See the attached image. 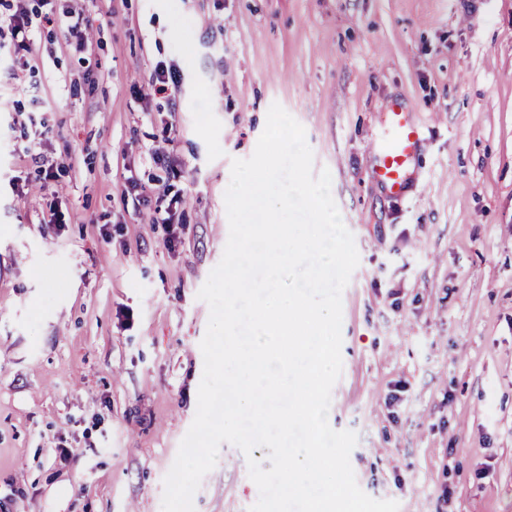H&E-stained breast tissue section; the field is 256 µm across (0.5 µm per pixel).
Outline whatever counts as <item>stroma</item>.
Returning a JSON list of instances; mask_svg holds the SVG:
<instances>
[{"mask_svg": "<svg viewBox=\"0 0 512 512\" xmlns=\"http://www.w3.org/2000/svg\"><path fill=\"white\" fill-rule=\"evenodd\" d=\"M19 8L36 38L0 55V512H162L231 162L275 103L359 254L328 411L358 437L359 487L399 512H512V0H0V17ZM401 102L427 142L395 199L369 147ZM247 460L222 444L195 512H249Z\"/></svg>", "mask_w": 512, "mask_h": 512, "instance_id": "stroma-1", "label": "stroma"}]
</instances>
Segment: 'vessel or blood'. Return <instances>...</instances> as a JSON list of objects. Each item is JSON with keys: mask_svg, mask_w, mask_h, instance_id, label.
I'll return each mask as SVG.
<instances>
[{"mask_svg": "<svg viewBox=\"0 0 512 512\" xmlns=\"http://www.w3.org/2000/svg\"><path fill=\"white\" fill-rule=\"evenodd\" d=\"M408 112V106L394 105L389 111L383 136L373 146L377 158L373 173L389 194L396 197L405 195L408 190L407 162L422 140L421 130L411 123Z\"/></svg>", "mask_w": 512, "mask_h": 512, "instance_id": "1", "label": "vessel or blood"}]
</instances>
